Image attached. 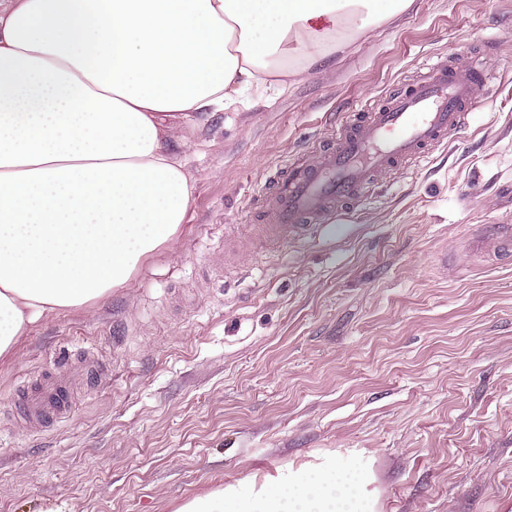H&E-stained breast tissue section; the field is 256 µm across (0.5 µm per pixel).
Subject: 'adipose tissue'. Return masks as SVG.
I'll use <instances>...</instances> for the list:
<instances>
[{
	"instance_id": "obj_1",
	"label": "adipose tissue",
	"mask_w": 512,
	"mask_h": 512,
	"mask_svg": "<svg viewBox=\"0 0 512 512\" xmlns=\"http://www.w3.org/2000/svg\"><path fill=\"white\" fill-rule=\"evenodd\" d=\"M415 0H0V357L112 295L186 223L178 157L244 93L331 65ZM330 455L176 512H376Z\"/></svg>"
}]
</instances>
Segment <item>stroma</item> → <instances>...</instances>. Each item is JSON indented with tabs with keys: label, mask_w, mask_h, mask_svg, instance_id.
Here are the masks:
<instances>
[{
	"label": "stroma",
	"mask_w": 512,
	"mask_h": 512,
	"mask_svg": "<svg viewBox=\"0 0 512 512\" xmlns=\"http://www.w3.org/2000/svg\"><path fill=\"white\" fill-rule=\"evenodd\" d=\"M489 52L501 81L429 163L348 219L270 246L245 207L297 155L429 60ZM188 220L123 288L50 314L0 361V512H176L323 453L371 462L377 512L512 507V0H416L335 67L188 132ZM95 352L66 422L19 387ZM483 231L485 236L498 247V253L509 255L512 252V225L511 224H492L486 226Z\"/></svg>",
	"instance_id": "stroma-1"
}]
</instances>
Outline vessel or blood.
Segmentation results:
<instances>
[{"mask_svg":"<svg viewBox=\"0 0 512 512\" xmlns=\"http://www.w3.org/2000/svg\"><path fill=\"white\" fill-rule=\"evenodd\" d=\"M494 77L480 57L424 64L405 89L355 112L333 114V143L281 170L252 204L270 241L281 244L315 225L351 213L380 177L426 162L432 149L453 142L467 125ZM499 254L512 253V225H489ZM14 413L29 424L66 418L71 411L67 375L19 396Z\"/></svg>","mask_w":512,"mask_h":512,"instance_id":"vessel-or-blood-1","label":"vessel or blood"}]
</instances>
